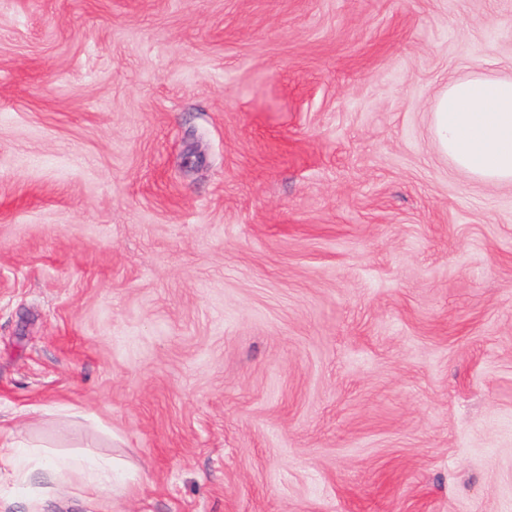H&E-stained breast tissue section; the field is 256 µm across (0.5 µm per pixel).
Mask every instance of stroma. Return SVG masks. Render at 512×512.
Segmentation results:
<instances>
[{
  "label": "stroma",
  "instance_id": "35a3bbf8",
  "mask_svg": "<svg viewBox=\"0 0 512 512\" xmlns=\"http://www.w3.org/2000/svg\"><path fill=\"white\" fill-rule=\"evenodd\" d=\"M474 73L512 0H0V512H512ZM433 121L441 150L462 173L512 183V77L476 74L448 84Z\"/></svg>",
  "mask_w": 512,
  "mask_h": 512
}]
</instances>
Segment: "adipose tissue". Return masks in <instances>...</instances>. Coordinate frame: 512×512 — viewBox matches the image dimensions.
Instances as JSON below:
<instances>
[{
  "instance_id": "obj_1",
  "label": "adipose tissue",
  "mask_w": 512,
  "mask_h": 512,
  "mask_svg": "<svg viewBox=\"0 0 512 512\" xmlns=\"http://www.w3.org/2000/svg\"><path fill=\"white\" fill-rule=\"evenodd\" d=\"M433 121L441 150L462 173L512 183V77L476 74L450 83Z\"/></svg>"
}]
</instances>
